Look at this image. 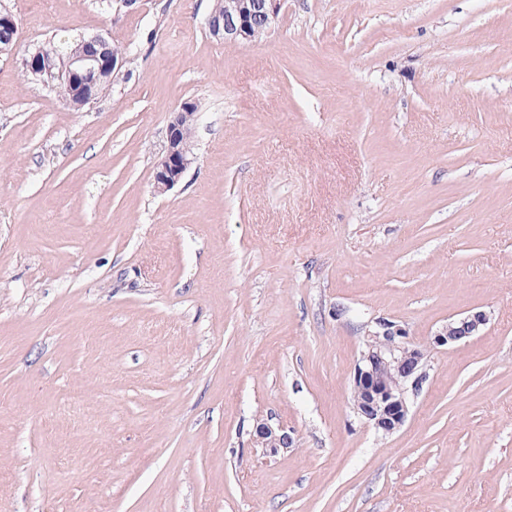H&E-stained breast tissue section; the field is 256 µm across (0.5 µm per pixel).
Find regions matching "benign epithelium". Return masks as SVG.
Returning a JSON list of instances; mask_svg holds the SVG:
<instances>
[{
  "instance_id": "obj_1",
  "label": "benign epithelium",
  "mask_w": 512,
  "mask_h": 512,
  "mask_svg": "<svg viewBox=\"0 0 512 512\" xmlns=\"http://www.w3.org/2000/svg\"><path fill=\"white\" fill-rule=\"evenodd\" d=\"M281 2L221 0L209 12L206 25L213 37L226 44L249 43L257 32L268 33L274 28ZM1 30L4 36L0 37V54L8 53L19 31L12 14H0ZM86 45L89 51L66 61L61 60L53 48L38 50L25 59V67L33 75L54 72L59 82L77 88L83 103L91 105L99 97L94 90L96 74L108 70L117 78L126 66V59L113 52L110 42L100 35L88 37ZM182 118L183 113L176 112L168 125L167 149L154 175L155 187L160 191L174 187L192 161L188 148L183 146L190 138V129ZM487 322L485 312H468L448 320L427 343L417 344L398 322L378 319L366 336L352 373V408L356 417L383 437L400 430L408 418L411 398L419 394L427 379L431 351L450 348L479 335ZM253 440L257 447L271 454L293 443L284 428H275L264 420L256 424Z\"/></svg>"
}]
</instances>
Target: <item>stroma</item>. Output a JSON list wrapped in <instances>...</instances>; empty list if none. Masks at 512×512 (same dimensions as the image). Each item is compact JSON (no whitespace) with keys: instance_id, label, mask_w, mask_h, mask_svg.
Instances as JSON below:
<instances>
[{"instance_id":"stroma-1","label":"stroma","mask_w":512,"mask_h":512,"mask_svg":"<svg viewBox=\"0 0 512 512\" xmlns=\"http://www.w3.org/2000/svg\"><path fill=\"white\" fill-rule=\"evenodd\" d=\"M212 5L0 0V512H512V0H283L239 45ZM95 34L93 106L22 65ZM471 309L378 438L367 331ZM198 106L195 105L192 109L184 112H174V115L168 125L167 134V149L165 155L161 158L156 166L154 175L155 187L159 191H166L174 187L182 178L183 174L187 170L189 164H191L192 158L189 151L192 152V145L190 138V130L183 124V115H187L186 122L191 128L195 120V112H197ZM186 147L183 143L187 140ZM253 440L257 447L269 450L270 454L278 453L280 448L291 447L293 443V438L283 427L274 428L264 420L257 422Z\"/></svg>"}]
</instances>
